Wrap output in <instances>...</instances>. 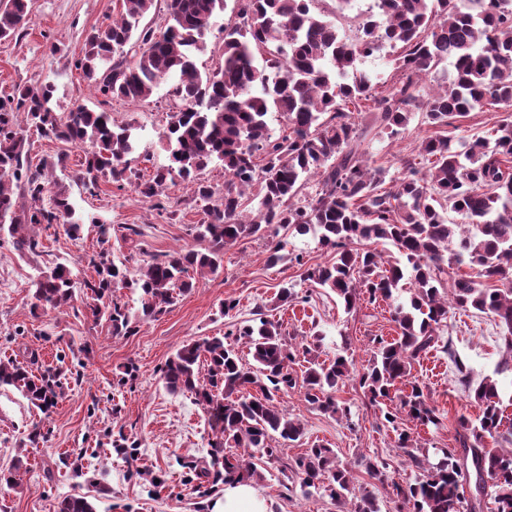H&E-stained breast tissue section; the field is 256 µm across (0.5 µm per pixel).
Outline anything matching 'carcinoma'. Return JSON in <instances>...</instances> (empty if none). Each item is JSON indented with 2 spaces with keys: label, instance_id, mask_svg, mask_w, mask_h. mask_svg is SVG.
<instances>
[{
  "label": "carcinoma",
  "instance_id": "cac0c4a2",
  "mask_svg": "<svg viewBox=\"0 0 512 512\" xmlns=\"http://www.w3.org/2000/svg\"><path fill=\"white\" fill-rule=\"evenodd\" d=\"M154 0H122L120 19L94 30L76 62L84 77L106 98L145 100L161 84L181 101L159 137L170 165L146 180L131 168L139 146L132 125L114 123L110 113L78 106L60 117L50 84L20 85L0 101V239L18 251L41 247L35 228L61 224L75 235L79 218L67 187L43 178L44 169L63 167L66 155L32 165L26 130L43 138L88 144L79 180L95 190L107 179L163 206L174 178L197 181L193 202L207 220L195 225L207 242L202 251L175 250L129 269V255L115 261L106 249L89 258L92 274L74 280L64 264L33 282L43 306L64 308L79 290L96 319L112 335L133 333L135 320L114 300L118 288L140 291L144 319L165 313L178 296L194 288L195 275L215 273L224 250L243 239L267 237L270 227L311 234L329 250L325 265L303 267L301 280L328 288L345 309L360 296L388 298L409 287L407 306L395 309L397 337L376 340L372 358L356 375L374 404L392 401L404 386L399 409L381 411L398 432L397 447L420 470L414 482L392 483L405 512H461L469 471L491 481L495 512H512V427L504 424V401L496 376L512 372V122L498 126L495 138L476 134L453 145L448 127L486 105L512 107V0H374L361 33L352 38L336 21L314 11L319 0H235V19L224 24V46L217 66L200 71L196 52L204 49L214 18L225 0H169L165 27L142 24ZM30 0H0V40L22 33ZM138 48L127 60L124 48ZM392 51L391 77L373 76L360 64L384 48ZM442 72L438 87L419 83ZM367 111L362 126L356 115ZM424 112L434 132L418 154L400 159L402 175L383 187V169L370 165L361 145L370 135L392 138L407 128L414 112ZM279 115L288 134L269 133L268 116ZM224 166V196L212 201V187L197 180L209 164ZM319 178L304 196L308 180ZM257 202L245 218L247 202ZM464 223L448 221V213ZM395 255L384 259L378 244ZM474 274L462 276L461 266ZM452 309L494 315L503 329L505 357L494 376L474 391L480 413L461 418L459 448L440 449L431 463L414 453L417 437L398 426L406 414L415 427L437 426L440 417L426 386L411 369L439 341ZM228 336H211L179 346L161 370L172 394H190L206 413L212 439L208 458L191 466L197 489L213 479L226 484L262 478L257 464L276 456L274 443L297 442L304 425L277 403L280 392L303 389L304 400L319 411L349 418L336 400V388L351 377V364L339 356L318 361L307 345L294 347L282 325L259 319L236 333L253 364L242 361ZM309 367L297 380L296 353ZM38 363L0 360V387L11 386L43 414L56 405L62 389L59 369L35 374ZM248 389L256 394L244 395ZM496 447H486V439ZM242 449L228 454L226 445ZM282 482L316 485L338 512H379L375 499L355 486L352 468L334 449L314 444L280 469ZM56 512H95L84 496L67 495Z\"/></svg>",
  "mask_w": 512,
  "mask_h": 512
}]
</instances>
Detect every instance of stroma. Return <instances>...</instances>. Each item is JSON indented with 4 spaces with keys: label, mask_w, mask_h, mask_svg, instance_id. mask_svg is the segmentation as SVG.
<instances>
[{
    "label": "stroma",
    "mask_w": 512,
    "mask_h": 512,
    "mask_svg": "<svg viewBox=\"0 0 512 512\" xmlns=\"http://www.w3.org/2000/svg\"><path fill=\"white\" fill-rule=\"evenodd\" d=\"M120 9L121 0H32L23 34L0 42V97L11 95L18 85L48 83L54 88L56 112L83 104L110 113L116 123L137 126L140 148L131 166L147 176L167 163L159 136L170 113L178 110V101L164 85L144 101L107 100L75 67L87 35L110 22ZM430 133L417 115L396 138L371 136L363 149L392 181L400 175L401 157L416 153ZM28 143L36 163L67 154L66 169L47 171L46 176L66 185L83 224L75 237L57 224L41 232L42 246L35 254L0 242V358L23 362L34 355L42 367L59 366L67 373L63 396L46 415L16 389L0 387V470L10 469L18 458L26 467L21 488L0 486V512H55L57 501L71 494L87 497L96 512H212L224 495L223 484L201 495L187 481L185 468L207 455L211 433L204 412L190 396L169 393L161 380L162 368L179 345L224 335L262 315L279 321L296 343L318 344L322 361L347 356L358 373L371 358L375 339L396 337L391 314L397 305L407 303L408 290L396 291L386 300H361L355 311L345 312L332 292L300 278L301 265L326 264L330 252L313 236L285 230L279 233L286 242L285 261L268 264L265 240L239 242L225 250L223 268L197 276L191 292L157 319L138 323L130 336L111 335L105 322L86 308L81 294L68 308H34L33 280L39 270L64 263L76 278L87 277V259L101 247L97 223L115 226L108 248L119 259L129 249L117 228L134 225L148 260L176 249L200 248L194 227L205 215L190 203L195 182L176 181L159 209L129 185L103 180L96 191H87L77 179L84 148L34 132ZM296 255L301 258L297 264L292 261ZM287 282L293 283L296 297L284 304L277 295ZM228 297L238 306L225 315L221 305ZM440 335L451 339V348L431 349L412 370L444 421L441 429L420 430V445L429 449L455 447L460 416L478 412L474 389L493 373L503 355L501 330L489 314L450 312ZM457 357L464 362L465 373L457 372ZM336 397L349 406L350 421L312 408L301 389L279 394L280 408L304 423L306 435L282 445L278 457L265 465L259 488L271 512H336L320 490L297 483L286 488L278 481L282 465L315 443L335 448L342 463L355 466L359 484L377 498L381 512H397L391 485L413 481L416 470L397 448L396 432L382 425L378 407L364 397L355 380L340 384ZM36 422L44 437L33 445L27 434ZM121 433L136 442L134 455L114 448ZM362 456L378 463L384 480L357 468ZM147 470L161 476L160 486L144 478Z\"/></svg>",
    "instance_id": "1"
}]
</instances>
